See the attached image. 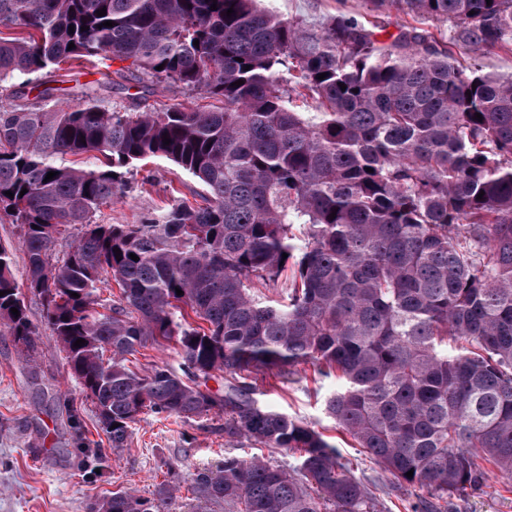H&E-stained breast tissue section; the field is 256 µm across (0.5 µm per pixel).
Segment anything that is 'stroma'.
Returning <instances> with one entry per match:
<instances>
[{"label": "stroma", "mask_w": 512, "mask_h": 512, "mask_svg": "<svg viewBox=\"0 0 512 512\" xmlns=\"http://www.w3.org/2000/svg\"><path fill=\"white\" fill-rule=\"evenodd\" d=\"M260 8L306 24L346 16L372 25L380 40L391 41L401 30L416 27L430 39L447 45L455 57L474 62L483 72L512 73V51L474 55L453 45L449 24L405 14L393 6L372 10L368 0H259ZM121 61L73 62L67 75L48 69L46 80H61L69 106L85 102L84 90L95 87L98 104L115 112L136 108L157 112L181 105L193 109L218 107V99L171 86L157 89L143 101L127 90L104 87L103 69L117 70ZM128 193L102 207L101 224H136L164 207L171 197L198 204L202 185L178 165L164 159L139 162L127 175ZM31 318L41 326L36 367L13 339L0 334V512H89L90 507L118 489H133L148 497L167 480L180 485L173 512H212L211 504L196 498L191 485L196 474L224 461V437L209 422L141 416L125 447H111L102 432L95 407L70 375L66 354L50 329L40 323V308L31 305ZM332 378L320 377L314 367H296L289 381L273 376L255 383L259 399L321 431L343 459L354 465L356 477L389 484L388 475L356 448L350 436L336 430L325 411L327 397L336 389ZM79 411L71 421L65 407ZM448 512H512V487L506 486L493 464H486L480 488L453 501Z\"/></svg>", "instance_id": "1"}]
</instances>
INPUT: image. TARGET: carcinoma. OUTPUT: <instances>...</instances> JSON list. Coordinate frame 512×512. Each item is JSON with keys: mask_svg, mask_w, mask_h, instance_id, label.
<instances>
[{"mask_svg": "<svg viewBox=\"0 0 512 512\" xmlns=\"http://www.w3.org/2000/svg\"><path fill=\"white\" fill-rule=\"evenodd\" d=\"M368 2L450 22L472 52L512 49V0ZM88 58L224 106L49 107L56 89L35 75ZM299 89L315 111L295 110ZM149 157L196 178L204 204L97 223ZM0 212L112 447L150 412L295 451L288 466L227 454L198 473L193 493L223 512H388L322 432L255 397L257 376L307 362L336 378L326 413L417 496L413 512L467 496L485 462L512 486V75L414 29L385 42L353 17L309 27L257 0H0ZM14 266L0 245V328L34 367L41 332ZM148 346L173 347L179 368L131 367ZM178 491L119 489L94 512H169Z\"/></svg>", "mask_w": 512, "mask_h": 512, "instance_id": "1", "label": "carcinoma"}]
</instances>
